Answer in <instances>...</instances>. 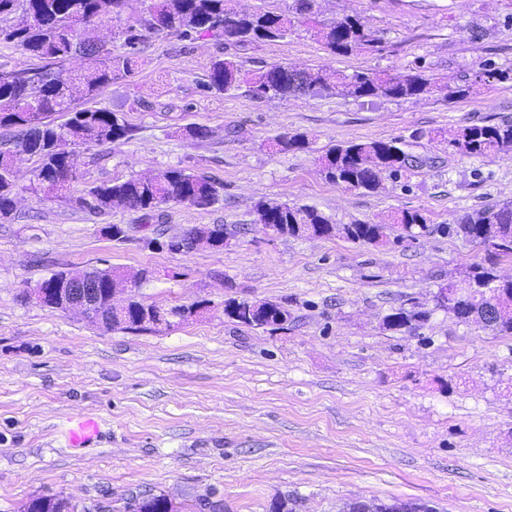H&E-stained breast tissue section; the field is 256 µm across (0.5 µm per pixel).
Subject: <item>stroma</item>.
<instances>
[{
    "label": "stroma",
    "instance_id": "stroma-1",
    "mask_svg": "<svg viewBox=\"0 0 512 512\" xmlns=\"http://www.w3.org/2000/svg\"><path fill=\"white\" fill-rule=\"evenodd\" d=\"M361 20L373 46L332 53L313 21ZM245 67L423 74L420 98L308 94L255 99L205 91L216 58ZM512 0H314L275 41L227 44L148 36L131 75L85 103L118 113L129 139L74 149L76 190L186 168L218 191L207 207L168 203L161 220L122 206L96 215L61 198L19 194L0 216V512L63 495L124 512L145 492L183 512H346L354 502L417 501L435 512H512V336L438 308L465 284L484 247L426 233L389 246L270 235L258 202L314 208L336 225L389 224L397 212L452 224L512 200V148L463 157L459 128L512 119ZM468 86L466 96L452 91ZM205 128L202 136L192 135ZM308 145L277 151L280 136ZM401 138L420 158L374 191L329 181L322 159L348 142ZM125 228L112 238L107 228ZM224 225L223 248H145L144 238ZM112 269L151 276L124 298L160 307L202 304L183 325L106 329L26 294L52 273ZM288 309L285 328L238 324L228 299ZM417 302L429 321L384 330ZM98 421L99 438L69 446L70 420Z\"/></svg>",
    "mask_w": 512,
    "mask_h": 512
}]
</instances>
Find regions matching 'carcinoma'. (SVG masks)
<instances>
[{
    "label": "carcinoma",
    "instance_id": "obj_1",
    "mask_svg": "<svg viewBox=\"0 0 512 512\" xmlns=\"http://www.w3.org/2000/svg\"><path fill=\"white\" fill-rule=\"evenodd\" d=\"M138 18L122 30V51L101 53L88 37L87 27L73 28L76 20L91 23L121 22L126 0H0V19L11 21L0 36L13 42L22 53L44 61L36 69H20L13 78L0 80V129L16 133L0 137V215L12 211L14 197L23 190L41 198H64L78 181L69 152L62 145L95 146L129 137L131 129L116 113L106 109H80L77 102L91 99L102 86L117 76L134 71L145 34H174L192 41L196 35L215 32L224 41L240 44L281 39L288 35L294 21L284 13L255 11L241 13L228 6L227 0H142ZM335 54L346 55L373 44V39L357 18L333 21L317 31ZM75 55L85 58L86 66L76 75L63 78L54 67ZM260 99L264 96H288L298 92L324 91L354 98H418L433 90L430 78L415 74L405 78L378 71H361L351 75L323 70L289 72L274 64L254 70L227 58L213 61L204 84L207 90L225 93L241 86ZM54 112H64L69 119L63 125L48 120ZM307 136L295 134L276 140L281 152L300 149ZM402 140L351 142L328 152L322 159L328 179L336 184L374 190L382 173L399 179L410 166V156ZM512 146V120L494 125L466 126L448 138V148L464 156L486 155L501 147ZM28 155L38 158L29 184L18 187L15 163ZM217 190L205 176L185 168L167 170L154 178L131 177L124 181L103 182L71 198L80 209L106 214L117 203L149 216L170 202L206 207L215 202ZM258 219L280 224L289 235L329 237L337 233L361 244L383 245L397 242L402 235L428 229L426 219L417 211H403L392 224H345L338 228L317 210L307 206H255ZM484 244L498 258L512 259V202L488 203L464 215L455 224H439L435 232L453 236L458 232ZM471 287L452 310L464 321L480 312L493 299L501 307L512 303V280L498 281L493 270L473 268ZM144 305L133 300L126 315L112 317V327L145 330L141 318ZM224 313L249 327L282 329L291 318L284 307L269 301H228ZM426 316L421 311L399 308L385 317L384 329L411 332L421 327ZM131 512H178L171 499L149 493L129 506ZM25 512H75L69 500L60 496H43L31 500Z\"/></svg>",
    "mask_w": 512,
    "mask_h": 512
}]
</instances>
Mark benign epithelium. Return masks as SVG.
I'll return each mask as SVG.
<instances>
[{
	"label": "benign epithelium",
	"instance_id": "7a95c632",
	"mask_svg": "<svg viewBox=\"0 0 512 512\" xmlns=\"http://www.w3.org/2000/svg\"><path fill=\"white\" fill-rule=\"evenodd\" d=\"M192 244V249L201 245L211 246L212 240L201 231L199 227L191 228V232L181 231L170 235L169 246L175 253L187 251L186 244ZM121 288L114 286L108 288L107 298L101 299L97 282L92 277L82 273L73 272L62 288H33L30 290L31 298L40 305L55 311L77 312L88 320L102 318V311L108 307L112 310H121L125 305L117 304V295Z\"/></svg>",
	"mask_w": 512,
	"mask_h": 512
}]
</instances>
